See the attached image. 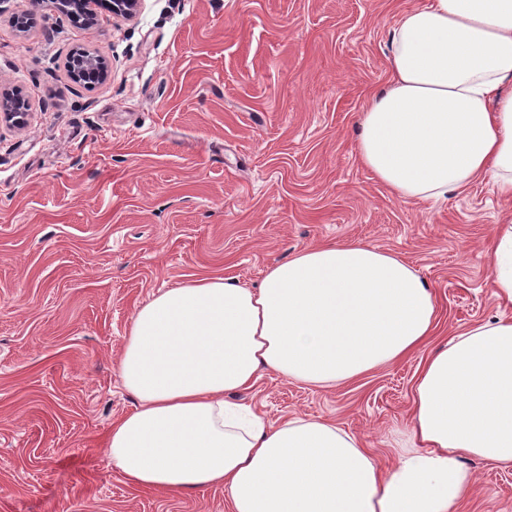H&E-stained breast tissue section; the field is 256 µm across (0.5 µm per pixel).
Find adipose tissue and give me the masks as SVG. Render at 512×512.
Returning <instances> with one entry per match:
<instances>
[{
  "mask_svg": "<svg viewBox=\"0 0 512 512\" xmlns=\"http://www.w3.org/2000/svg\"><path fill=\"white\" fill-rule=\"evenodd\" d=\"M391 43L389 84L358 121L362 165L404 202L486 178L512 199V0H427ZM489 263L494 297L512 304V219ZM434 321L428 282L364 243L296 252L257 288L203 277L160 291L124 339L118 371L138 405L105 454L135 487H224L229 512H452L474 483L467 458L512 464V318L428 357L388 468L335 424L271 425L234 400L263 370L338 386L418 350Z\"/></svg>",
  "mask_w": 512,
  "mask_h": 512,
  "instance_id": "ef3b65f1",
  "label": "adipose tissue"
}]
</instances>
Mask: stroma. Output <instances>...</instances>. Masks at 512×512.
<instances>
[{
  "instance_id": "obj_1",
  "label": "stroma",
  "mask_w": 512,
  "mask_h": 512,
  "mask_svg": "<svg viewBox=\"0 0 512 512\" xmlns=\"http://www.w3.org/2000/svg\"><path fill=\"white\" fill-rule=\"evenodd\" d=\"M421 0H142L135 18L59 22L51 0H0V87L29 103L0 123V512H228L223 488L127 484L104 452L134 410L117 361L154 293L220 276L256 286L325 243L394 252L431 285L432 336L333 390L268 371L239 402L273 424L322 418L384 467L419 366L494 314L487 247L512 218L483 179L404 202L358 160L356 118L389 77L390 32ZM108 79L72 80L76 50ZM453 512H512V468L472 458Z\"/></svg>"
}]
</instances>
